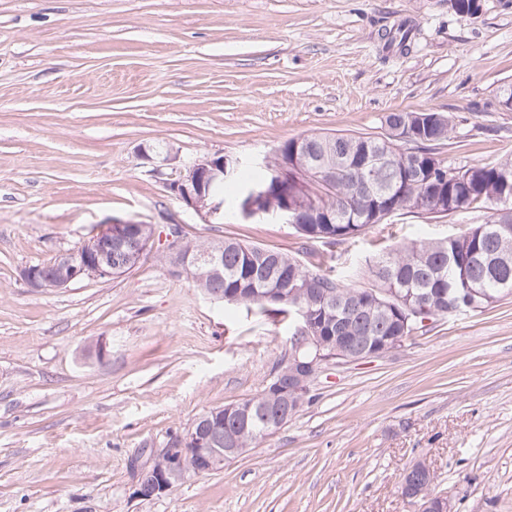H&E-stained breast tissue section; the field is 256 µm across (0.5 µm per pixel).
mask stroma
<instances>
[{
  "label": "stroma",
  "instance_id": "35a3bbf8",
  "mask_svg": "<svg viewBox=\"0 0 512 512\" xmlns=\"http://www.w3.org/2000/svg\"><path fill=\"white\" fill-rule=\"evenodd\" d=\"M0 0V512H419L416 462L451 512H512V296L431 322L400 349L323 369L312 400L219 471L161 495L136 471L205 411L261 393L292 324L205 297L158 250L112 280L36 291L110 223L180 225L348 272L484 213L388 224L330 247L281 220L205 224L182 162L251 166L311 133L377 134L439 112L442 159L512 157V0ZM410 24L408 51L385 31ZM430 474V468L426 464L413 465L405 472L401 480V495L405 499L419 501L421 512H449L447 498L433 493V485L436 479L434 473L427 483L429 494L426 493L424 484Z\"/></svg>",
  "mask_w": 512,
  "mask_h": 512
}]
</instances>
